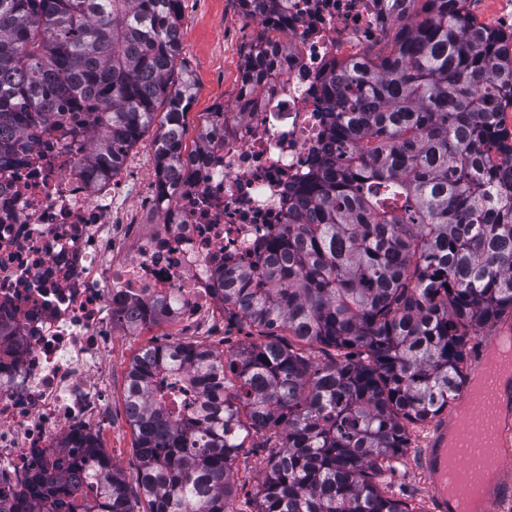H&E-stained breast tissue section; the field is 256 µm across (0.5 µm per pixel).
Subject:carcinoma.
<instances>
[{
    "label": "carcinoma",
    "mask_w": 512,
    "mask_h": 512,
    "mask_svg": "<svg viewBox=\"0 0 512 512\" xmlns=\"http://www.w3.org/2000/svg\"><path fill=\"white\" fill-rule=\"evenodd\" d=\"M182 0H0V165L28 132L78 138L53 108L92 121L86 159L118 169L167 111L157 169L184 176L193 97ZM283 29L287 0H237ZM390 48L322 82L327 139L288 222L257 264L225 271L229 320L263 341L217 353L143 348L126 377L140 498L98 438L79 442L94 481L20 512H232V464L251 433L279 427L254 512H415L373 482L468 381V340L512 313V36L479 25L466 0H404ZM250 48L243 87L270 68ZM334 349L313 364L306 345ZM62 483L46 462L40 486Z\"/></svg>",
    "instance_id": "1"
}]
</instances>
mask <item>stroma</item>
Returning a JSON list of instances; mask_svg holds the SVG:
<instances>
[{
    "instance_id": "35a3bbf8",
    "label": "stroma",
    "mask_w": 512,
    "mask_h": 512,
    "mask_svg": "<svg viewBox=\"0 0 512 512\" xmlns=\"http://www.w3.org/2000/svg\"><path fill=\"white\" fill-rule=\"evenodd\" d=\"M182 46L179 61L194 85V97L185 114L187 149H194L196 136L206 113L217 107L234 112L238 109L237 90L246 65L247 50L264 36L256 20L242 14L234 0H182ZM176 327L158 321L136 330L122 327L112 348V434L102 445L119 468L131 493H138V460L134 436L125 413L124 394L128 369L145 347L179 341ZM431 423L409 426L408 448L392 471L378 476L396 497L430 512L432 498L428 482L418 465ZM280 431L266 429L251 434L236 457L232 473L235 480L234 512H254L256 493L263 481L266 461L280 446Z\"/></svg>"
}]
</instances>
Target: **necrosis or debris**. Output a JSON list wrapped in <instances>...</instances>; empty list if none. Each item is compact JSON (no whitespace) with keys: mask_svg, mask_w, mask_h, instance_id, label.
<instances>
[{"mask_svg":"<svg viewBox=\"0 0 512 512\" xmlns=\"http://www.w3.org/2000/svg\"><path fill=\"white\" fill-rule=\"evenodd\" d=\"M392 16L384 0H288L286 66L211 131L201 173L173 196L136 161L98 176L53 136L30 135L23 161L0 169V512L47 460L90 479L76 440L112 419L103 359L118 325L154 307L191 333L213 328L218 271L253 263L288 186L311 177L323 77L380 46Z\"/></svg>","mask_w":512,"mask_h":512,"instance_id":"4bbe7bcc","label":"necrosis or debris"}]
</instances>
